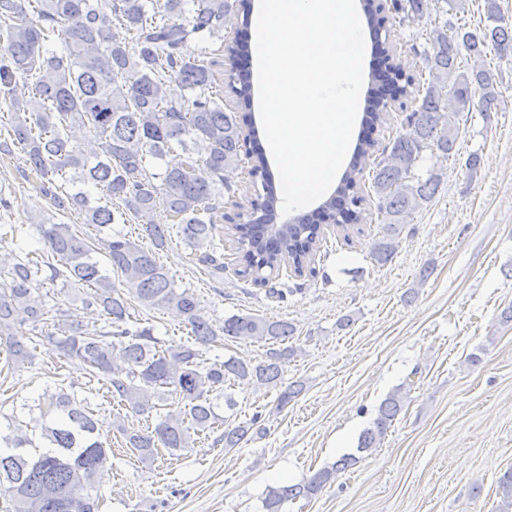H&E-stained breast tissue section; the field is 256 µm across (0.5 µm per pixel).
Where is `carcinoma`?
<instances>
[{
  "instance_id": "cac0c4a2",
  "label": "carcinoma",
  "mask_w": 512,
  "mask_h": 512,
  "mask_svg": "<svg viewBox=\"0 0 512 512\" xmlns=\"http://www.w3.org/2000/svg\"><path fill=\"white\" fill-rule=\"evenodd\" d=\"M396 11L413 21L423 18L424 0H396ZM228 0H0V110L10 114L11 142L0 151L19 148L41 178L58 184L50 193L59 210H74L96 230L87 241L70 224L35 225L56 262L29 256L0 264V355L19 369L33 363L36 340L54 344L65 357L81 359L88 369L87 396L74 386L45 387L20 413L39 410L25 421L10 417L14 434L0 452V490L9 497L8 512H98L92 494L108 472L112 448L101 441L99 418L88 394L97 383L126 413L113 414L112 426L124 447L145 462L161 452L170 456L195 447L200 435L224 428L214 445L238 446L257 420L229 427L219 415V401L236 406L228 393L237 381L280 388L282 410L304 391V384L283 385V367L296 354L292 347L270 353L256 365L235 357L210 359L206 353L224 340L249 338L283 344L295 333L292 323L253 315H231L216 327L200 312L198 297L176 283L156 251L165 247L171 230L207 273L224 277V253L215 243L224 169L241 161L245 145L238 115L224 111V86L213 72L215 61L188 59L186 41L208 44L223 38ZM423 51L428 71L419 104L406 116V133L383 150L372 175L378 208L388 222L374 248L380 264L388 262L406 219L436 195L442 173L423 167L424 152L448 160L456 154L463 112L492 111L501 92L492 71L482 65L463 70V55L481 57L492 46L512 50V24L497 0H487L486 24L477 31L463 25L434 27ZM181 84L185 95L175 101L169 83ZM413 78L400 65L387 76V92L406 96ZM228 86L242 110L252 106L249 83L231 76ZM86 131L87 148L71 143L69 131ZM374 148L364 139L336 195L314 216L273 229L275 215L265 220L246 215L231 230L238 244L237 273L264 285L288 264L303 275L323 237L322 221L338 217L348 229L363 220L360 203L362 157ZM178 154L176 162L169 156ZM252 174L261 177L266 194L273 193L264 156L255 158ZM95 188L102 193L96 198ZM162 208L168 222L157 224ZM143 222L148 249L113 229L129 217ZM102 255L107 265L97 256ZM69 288L88 287L84 308L95 307L103 325H85L73 308L47 307L45 281ZM148 310L179 312L188 339L166 342L147 326L131 322L132 302ZM402 389L379 405L372 425L359 437L357 450L379 447L404 407ZM145 426L128 425V418ZM357 463L342 456L301 484L271 489L265 512H281L288 501L312 498L336 471ZM498 512H512V469L498 479Z\"/></svg>"
}]
</instances>
